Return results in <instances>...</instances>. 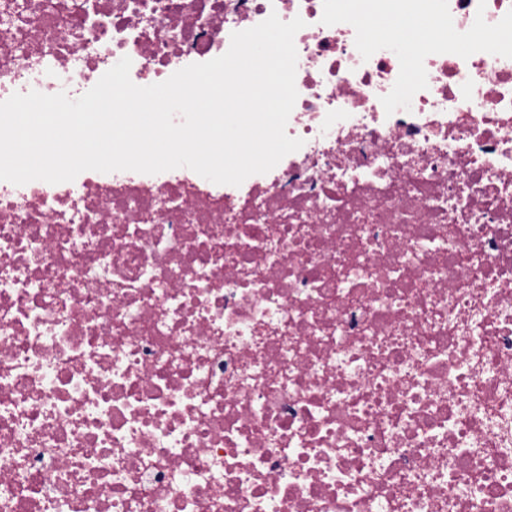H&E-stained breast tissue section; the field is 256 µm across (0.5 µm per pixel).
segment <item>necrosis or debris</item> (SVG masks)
Instances as JSON below:
<instances>
[{
	"mask_svg": "<svg viewBox=\"0 0 512 512\" xmlns=\"http://www.w3.org/2000/svg\"><path fill=\"white\" fill-rule=\"evenodd\" d=\"M0 0V101L301 18L302 147L0 180V512H512V0Z\"/></svg>",
	"mask_w": 512,
	"mask_h": 512,
	"instance_id": "obj_1",
	"label": "necrosis or debris"
}]
</instances>
